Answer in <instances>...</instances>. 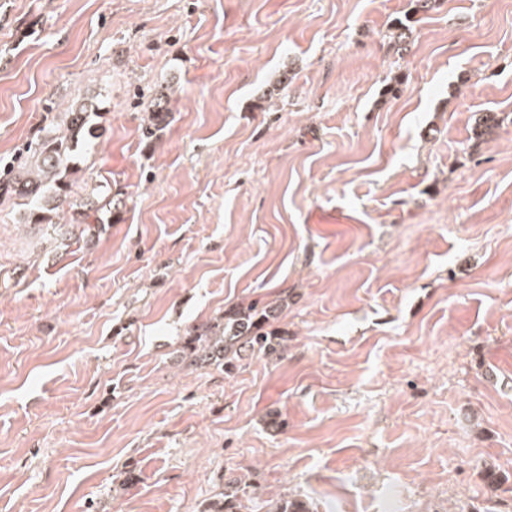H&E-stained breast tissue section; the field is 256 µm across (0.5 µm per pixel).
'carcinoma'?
Instances as JSON below:
<instances>
[{"instance_id":"obj_1","label":"carcinoma","mask_w":512,"mask_h":512,"mask_svg":"<svg viewBox=\"0 0 512 512\" xmlns=\"http://www.w3.org/2000/svg\"><path fill=\"white\" fill-rule=\"evenodd\" d=\"M408 21V17L397 19L389 28V38L403 50L408 45ZM168 103L167 95L155 98L143 126L145 137L154 136L165 122ZM96 110L91 103H81L52 117L23 152L17 167L0 179V192L15 197L24 206L26 223L55 225L56 218L76 206L84 211L85 218L93 215L98 222L100 212L111 210V199L102 197L100 191L91 192L81 203L74 199V186L81 172L76 158L82 144L98 132ZM285 305L282 298L263 305L250 302L226 310L209 322L193 325L177 348V356L193 367L230 372L250 354L279 355L288 340V332L277 326ZM222 495L217 512H243L251 500L248 485L233 478L224 482Z\"/></svg>"}]
</instances>
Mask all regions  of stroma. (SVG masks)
<instances>
[{
    "mask_svg": "<svg viewBox=\"0 0 512 512\" xmlns=\"http://www.w3.org/2000/svg\"><path fill=\"white\" fill-rule=\"evenodd\" d=\"M412 9L0 0V173L94 97L119 202L53 232L0 196V512H213L230 476L248 512H512V0ZM280 296L281 358L181 365ZM168 103V95L161 93L159 97L155 98L153 109L148 113L147 124L145 123L143 126V133L145 137H153L156 131H159L162 127L160 125L165 122L167 114L169 113ZM152 127H154V131L152 130Z\"/></svg>",
    "mask_w": 512,
    "mask_h": 512,
    "instance_id": "35a3bbf8",
    "label": "stroma"
}]
</instances>
